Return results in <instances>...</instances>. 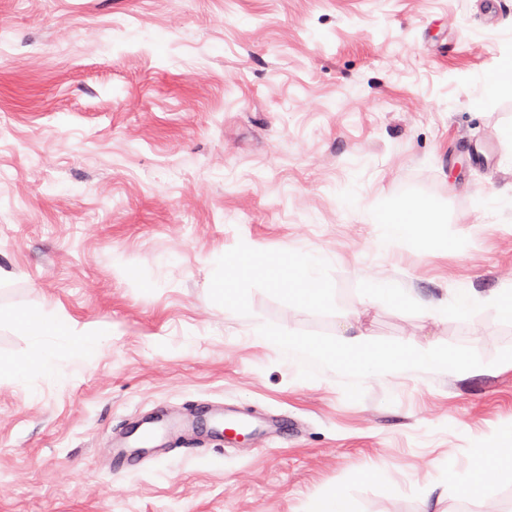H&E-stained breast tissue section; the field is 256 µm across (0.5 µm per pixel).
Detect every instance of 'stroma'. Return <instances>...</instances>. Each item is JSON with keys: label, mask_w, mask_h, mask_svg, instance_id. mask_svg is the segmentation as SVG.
<instances>
[{"label": "stroma", "mask_w": 512, "mask_h": 512, "mask_svg": "<svg viewBox=\"0 0 512 512\" xmlns=\"http://www.w3.org/2000/svg\"><path fill=\"white\" fill-rule=\"evenodd\" d=\"M510 55L512 0H0V357L53 355L0 377V512H512L510 478L454 486L512 428L511 367L363 378L261 338L512 347L495 310L437 312L512 290V98L482 84ZM409 199L450 247L386 244ZM246 245L322 254L327 300L253 275L224 306ZM17 311L111 334L81 354ZM208 401L251 439L115 468L113 434ZM52 352L43 346H39L32 357L22 363H10L5 367L2 359H0V372L5 371L16 380L21 381L24 379L26 373L31 369H41L48 372L51 370Z\"/></svg>", "instance_id": "stroma-1"}]
</instances>
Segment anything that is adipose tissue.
Listing matches in <instances>:
<instances>
[{
  "label": "adipose tissue",
  "instance_id": "1",
  "mask_svg": "<svg viewBox=\"0 0 512 512\" xmlns=\"http://www.w3.org/2000/svg\"><path fill=\"white\" fill-rule=\"evenodd\" d=\"M377 221L386 230L387 243L394 244L407 236L419 241H430L431 227L436 219L422 204L406 202L381 209ZM236 265L234 276H221L216 283L217 293L228 305L244 293L243 278L246 273H263L269 268L268 261L250 246L243 249ZM271 283L277 288L292 286L294 297L305 303L322 302L328 294L322 259L316 253L303 256L295 282H288L284 277H275ZM14 321L18 327L36 337H69L77 349L83 352L93 350L100 341V331L78 326L71 319L56 318L41 312L18 314ZM265 338L275 342L283 354L301 352L360 376L387 373L410 365L423 368L447 366L461 374L504 365L512 366V352L503 353L499 358L489 361L464 357L450 359L430 347L418 351L403 348L381 350L364 334L345 330L340 331L333 340L325 342L304 341L280 329L268 330ZM493 470L512 478V431L504 435L501 447L480 451L473 457L470 466L457 475L459 494L472 497L481 493L489 472Z\"/></svg>",
  "mask_w": 512,
  "mask_h": 512
}]
</instances>
